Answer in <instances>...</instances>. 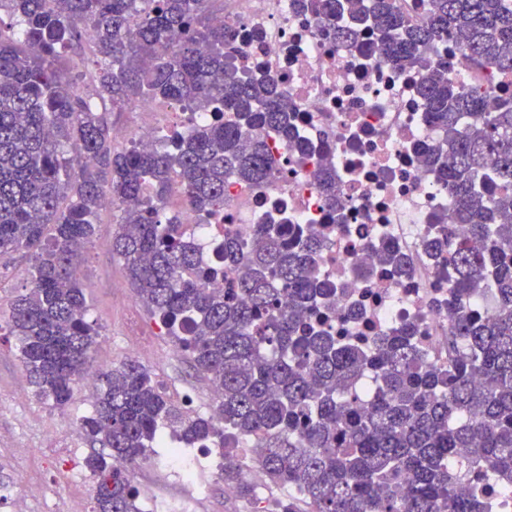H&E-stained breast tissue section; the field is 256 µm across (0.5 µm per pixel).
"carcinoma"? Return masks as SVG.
Returning a JSON list of instances; mask_svg holds the SVG:
<instances>
[{
    "label": "carcinoma",
    "instance_id": "cac0c4a2",
    "mask_svg": "<svg viewBox=\"0 0 512 512\" xmlns=\"http://www.w3.org/2000/svg\"><path fill=\"white\" fill-rule=\"evenodd\" d=\"M213 0H0V266L31 261L0 332L16 340L34 397L63 410L91 370L100 337L76 273L105 200L122 212L112 253L155 324L189 366L219 392L215 413H187L139 361L96 372L92 407L78 424L96 481L92 512H143L131 467L170 429L186 448L226 453L259 439L267 480L288 487L279 512H481L480 501L512 486V99L491 98L448 78V61L425 54L448 37L470 66L512 74V0H427L428 21L408 23L394 0H325L340 45L372 29L389 62L426 68L420 83L439 139L426 161L448 186L443 223L469 225L429 243L448 265V368L425 360L416 329L344 342L316 306L336 288L317 267L315 230L290 240L259 224L248 242L224 235V264L202 260L164 203L178 185L188 205L216 216L225 186L269 180L275 158L245 128L292 143L289 106L276 83L243 78L224 62L229 31ZM90 37L91 67L63 63ZM91 76V93L81 91ZM137 99L213 112L211 122L163 133L157 147L112 144L107 108ZM336 205L333 169L320 172ZM243 270L228 288L210 282ZM481 290L496 305L469 306ZM222 423H217L215 417ZM475 475L470 492L459 478ZM220 480L244 498L241 471Z\"/></svg>",
    "mask_w": 512,
    "mask_h": 512
}]
</instances>
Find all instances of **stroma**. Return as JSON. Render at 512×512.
Masks as SVG:
<instances>
[{"label":"stroma","instance_id":"1","mask_svg":"<svg viewBox=\"0 0 512 512\" xmlns=\"http://www.w3.org/2000/svg\"><path fill=\"white\" fill-rule=\"evenodd\" d=\"M121 219L119 209H101L96 233L82 257V280L102 334L94 353L95 363L104 369L128 358L136 359L163 380L170 393L193 392L196 411L209 412L213 403L210 381L192 371L170 338L159 331L130 286L121 262L112 254L110 242ZM141 330L150 336L149 345L143 349L131 341ZM89 406L88 391L81 385L75 386L64 412L34 398L14 341L0 339V476L13 478L22 492L30 487L41 489V497L31 501L29 512H47L51 505H63L77 495L93 502L95 486L80 479L89 452L87 443L79 442L70 449L45 434L46 422L54 421L61 429H68ZM167 454L164 448L150 450L149 460L131 470L148 512L172 498L191 502L193 512H227L224 484L217 479L223 457L204 448L191 449L201 470L200 486L192 487L181 485L164 464Z\"/></svg>","mask_w":512,"mask_h":512}]
</instances>
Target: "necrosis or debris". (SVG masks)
Returning a JSON list of instances; mask_svg holds the SVG:
<instances>
[{
    "instance_id": "1",
    "label": "necrosis or debris",
    "mask_w": 512,
    "mask_h": 512,
    "mask_svg": "<svg viewBox=\"0 0 512 512\" xmlns=\"http://www.w3.org/2000/svg\"><path fill=\"white\" fill-rule=\"evenodd\" d=\"M231 31L224 56L241 75H262L285 93L298 139L307 155L276 149L281 163L270 180L230 186L224 211L201 219L180 189L167 199L182 216L186 241L202 246L206 262L218 260L225 232L249 241L259 224H283L289 238L316 229L324 241L316 257L336 288L323 313L342 336H377L414 326L426 359L448 365V283L427 240L447 236L438 216L451 198L437 171L424 159L436 134L418 93L420 70L381 57L378 40L360 48L337 45L319 0H224L217 14ZM462 85L486 84L500 98L512 97V78L468 69L456 41L442 46ZM156 122L136 133L113 131L115 141L150 145L163 130L208 120L205 112L167 105ZM331 163L344 222L324 200L317 172ZM392 249L399 268L381 265Z\"/></svg>"
}]
</instances>
